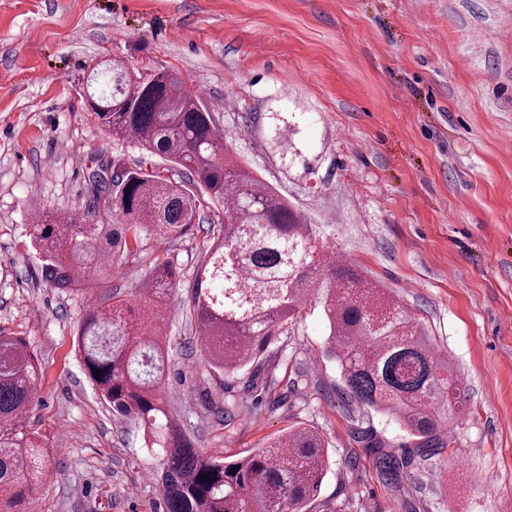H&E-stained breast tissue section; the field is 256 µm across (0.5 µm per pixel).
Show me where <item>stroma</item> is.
Segmentation results:
<instances>
[{"label":"stroma","instance_id":"stroma-1","mask_svg":"<svg viewBox=\"0 0 512 512\" xmlns=\"http://www.w3.org/2000/svg\"><path fill=\"white\" fill-rule=\"evenodd\" d=\"M179 72L226 145L447 354L461 389L448 450L392 481L371 448L417 445L360 408L308 300L261 373L202 357L192 290L209 228L137 253L77 295L42 275L29 226L87 211L92 171L165 168L87 107L96 60ZM169 261L164 392L195 448L227 462L298 427L329 443L311 512H512V0H0V332L41 369L30 413L48 454L26 512H162L160 454L113 416L75 350L91 304L141 299Z\"/></svg>","mask_w":512,"mask_h":512}]
</instances>
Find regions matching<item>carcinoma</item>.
Segmentation results:
<instances>
[{"label":"carcinoma","mask_w":512,"mask_h":512,"mask_svg":"<svg viewBox=\"0 0 512 512\" xmlns=\"http://www.w3.org/2000/svg\"><path fill=\"white\" fill-rule=\"evenodd\" d=\"M90 75L88 106L112 138L133 139L173 168L164 175L115 164L91 173L95 201L107 205L101 221L93 212L38 217L30 236L44 256L45 279L73 292L92 288L125 261L142 232L177 238L206 201L222 204L227 223L200 263L192 297L211 366L234 372L260 363L318 290L330 329L326 353L345 393L418 438L419 459L440 454L456 417L457 376L404 306L316 246L288 202L233 160L211 113L177 74H135L112 58L94 62ZM143 285L149 304L139 314L123 299L88 310L78 351L112 414L140 421L147 445L161 448L163 512H310L330 465L318 432L296 428L232 462L205 455L183 434L162 391L165 344L146 326L162 321L175 285L167 262L154 264ZM39 372L26 341L0 334V512H24L45 462L29 428ZM371 453L389 479L408 465L380 448Z\"/></svg>","instance_id":"cac0c4a2"}]
</instances>
